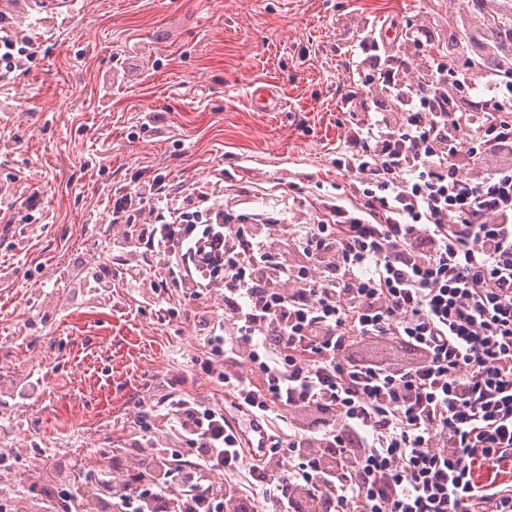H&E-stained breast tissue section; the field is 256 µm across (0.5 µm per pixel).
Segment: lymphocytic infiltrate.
I'll use <instances>...</instances> for the list:
<instances>
[{
    "instance_id": "1",
    "label": "lymphocytic infiltrate",
    "mask_w": 512,
    "mask_h": 512,
    "mask_svg": "<svg viewBox=\"0 0 512 512\" xmlns=\"http://www.w3.org/2000/svg\"><path fill=\"white\" fill-rule=\"evenodd\" d=\"M469 63L432 48L416 79L378 69L390 108L357 123L345 148L358 212L336 203L298 225L290 251L275 222L194 220L195 189L154 176L112 189L114 247L161 256L120 276L197 302L203 349L191 359L260 425L200 399L157 401L169 429L140 426L130 471L102 476L112 512H512V0H497ZM39 53L0 36V82ZM486 89L467 106L449 85ZM223 314L212 312L213 301ZM390 341L408 360L349 357ZM187 447L174 467L159 451ZM223 482H216V472Z\"/></svg>"
}]
</instances>
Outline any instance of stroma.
I'll use <instances>...</instances> for the list:
<instances>
[{"label":"stroma","mask_w":512,"mask_h":512,"mask_svg":"<svg viewBox=\"0 0 512 512\" xmlns=\"http://www.w3.org/2000/svg\"><path fill=\"white\" fill-rule=\"evenodd\" d=\"M394 24L393 51L418 66L412 40H464L478 25L464 0H73L18 9L11 21L40 46L0 87V189L41 193L34 233L0 234V385L24 359L42 389L0 403V427L30 426L44 448L81 449L95 469L101 432L128 464L158 379L225 408L223 387L190 358L199 330L178 289L162 312L118 277L109 198L116 183L166 176L223 204L232 224L272 217L308 224L328 204H355V171L338 168L351 133L384 111L376 85H356L352 53L373 26ZM270 88L275 112L251 95ZM353 101H346L349 90ZM96 267L111 290L89 300L60 271Z\"/></svg>","instance_id":"obj_1"}]
</instances>
